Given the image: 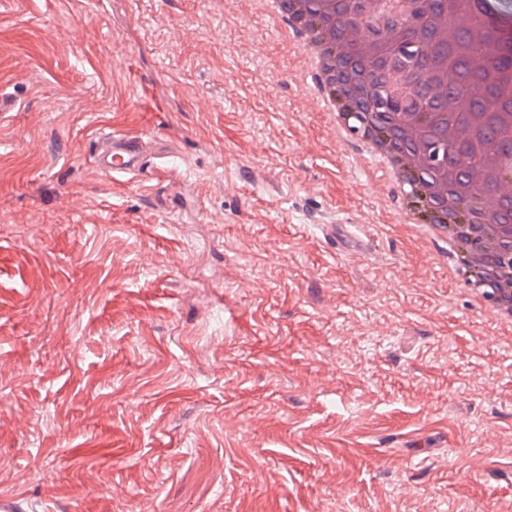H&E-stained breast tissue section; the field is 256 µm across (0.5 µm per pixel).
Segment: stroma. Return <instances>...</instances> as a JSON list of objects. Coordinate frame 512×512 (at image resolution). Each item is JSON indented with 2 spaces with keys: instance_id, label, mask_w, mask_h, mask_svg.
<instances>
[{
  "instance_id": "obj_1",
  "label": "stroma",
  "mask_w": 512,
  "mask_h": 512,
  "mask_svg": "<svg viewBox=\"0 0 512 512\" xmlns=\"http://www.w3.org/2000/svg\"><path fill=\"white\" fill-rule=\"evenodd\" d=\"M284 45L254 2L0 0L17 512H512V344ZM106 125L169 172L112 183ZM324 238L327 242L333 244V248L354 249L361 248L364 245L361 240L350 235L344 226L338 224L325 225Z\"/></svg>"
}]
</instances>
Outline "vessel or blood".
Wrapping results in <instances>:
<instances>
[{"mask_svg":"<svg viewBox=\"0 0 512 512\" xmlns=\"http://www.w3.org/2000/svg\"><path fill=\"white\" fill-rule=\"evenodd\" d=\"M92 142L100 172L115 181L128 176L146 175L149 171L148 153L154 150L162 156L167 152L166 147H154L152 138L141 132L117 129L108 132L101 129L96 132ZM324 238L341 249H354L361 245L358 238L338 224L326 225Z\"/></svg>","mask_w":512,"mask_h":512,"instance_id":"obj_1","label":"vessel or blood"}]
</instances>
